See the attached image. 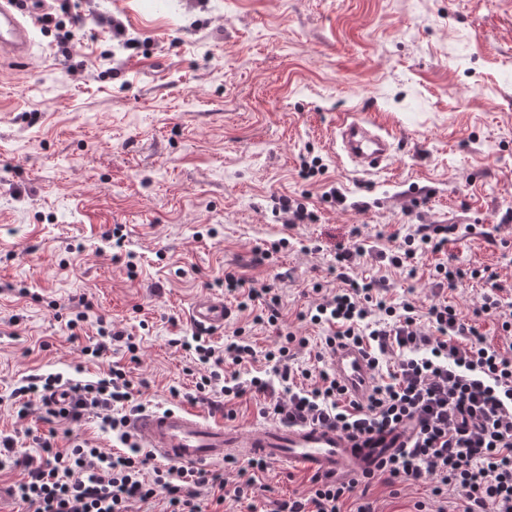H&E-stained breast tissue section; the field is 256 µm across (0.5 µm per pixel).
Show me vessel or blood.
<instances>
[{
	"label": "vessel or blood",
	"mask_w": 512,
	"mask_h": 512,
	"mask_svg": "<svg viewBox=\"0 0 512 512\" xmlns=\"http://www.w3.org/2000/svg\"><path fill=\"white\" fill-rule=\"evenodd\" d=\"M37 13L31 0H0V49L17 58L27 56L29 32ZM340 148L347 161L367 167L388 155L391 143L379 125L349 117L336 121ZM192 325L201 333L223 331L227 308L223 300L197 296L190 308ZM331 368L348 394L362 400L373 384V371L364 349L337 347ZM130 430L144 447L165 463L202 468L236 456H262L306 469L322 478L358 482L407 443L410 431L401 428L370 436H348L326 425L271 424L244 435L199 413L176 409L140 415Z\"/></svg>",
	"instance_id": "b4317fda"
}]
</instances>
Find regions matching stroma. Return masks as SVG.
Returning a JSON list of instances; mask_svg holds the SVG:
<instances>
[{
    "instance_id": "35a3bbf8",
    "label": "stroma",
    "mask_w": 512,
    "mask_h": 512,
    "mask_svg": "<svg viewBox=\"0 0 512 512\" xmlns=\"http://www.w3.org/2000/svg\"><path fill=\"white\" fill-rule=\"evenodd\" d=\"M59 28L34 27L17 62L0 50V436L36 454L49 429L11 391L34 374L96 380L113 366L143 384L146 409L181 408L193 386L196 296L232 314L215 345L245 329L265 370L274 333L236 311L219 280L273 285L283 318L314 364L320 327L300 314L345 285L336 246L360 229L366 252L349 276L385 278L392 302L426 309L440 257L407 279L377 258L419 224H472L447 246L464 271L512 281V0H50ZM122 24L115 36L108 23ZM133 39L126 47L125 39ZM393 137L383 169L355 170L333 142L337 115ZM321 171L304 178L303 162ZM337 188L346 205L324 200ZM281 196L318 219L287 229ZM286 248H278L281 238ZM135 268H128V261ZM91 305L77 329L78 300ZM133 336L137 358L112 347L82 355L98 321ZM310 474L275 461L259 498L308 490ZM376 512H436L425 486H371Z\"/></svg>"
}]
</instances>
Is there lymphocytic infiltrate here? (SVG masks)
Here are the masks:
<instances>
[{
  "instance_id": "f902f5d3",
  "label": "lymphocytic infiltrate",
  "mask_w": 512,
  "mask_h": 512,
  "mask_svg": "<svg viewBox=\"0 0 512 512\" xmlns=\"http://www.w3.org/2000/svg\"><path fill=\"white\" fill-rule=\"evenodd\" d=\"M457 236V225L421 224L386 259L411 278L423 254L442 251ZM224 283L227 292L239 295V310H254L255 322L275 332V345L264 355L274 378L241 380L238 365L254 358L242 334L218 349L196 332L186 347L210 371L186 393L187 401L222 409L231 418L234 401L256 393L264 399L263 414L279 422L325 423L349 435L411 428L408 446L370 475V482L391 485L404 478L425 485L435 498L456 493L458 512H512V342L491 344L438 294L421 317L410 301L388 302L385 279L348 280L345 289L308 308L305 316L325 329L323 351L351 344L368 352L380 377L359 401L327 366L292 365V346L306 345L307 339L283 331L272 286L249 287L232 274L225 275ZM510 297L512 283L488 273L477 315L500 320L502 330L511 332ZM12 395L18 416L36 401L51 424L76 425L92 415L122 445L107 454L87 440L61 448L46 437L39 441L40 456L32 458L16 456L13 437H0V471L23 470L11 494L30 512H128L131 502L147 504L159 496L162 512H202V487L212 491L216 507L231 500L246 512H261L253 487L256 473L267 467L265 460L250 459L251 477L229 490L220 473L160 466L153 454L141 450L129 422L145 407L124 369L112 368L106 377L86 383L58 374L34 375ZM354 489V484L315 476L307 493L276 502L272 512H345L350 500L353 512H376L367 497H354Z\"/></svg>"
}]
</instances>
